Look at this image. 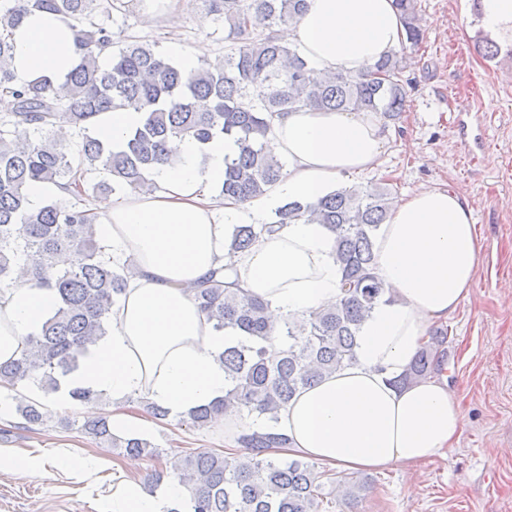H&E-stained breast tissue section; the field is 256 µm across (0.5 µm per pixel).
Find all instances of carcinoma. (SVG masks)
Returning a JSON list of instances; mask_svg holds the SVG:
<instances>
[{
  "label": "carcinoma",
  "mask_w": 512,
  "mask_h": 512,
  "mask_svg": "<svg viewBox=\"0 0 512 512\" xmlns=\"http://www.w3.org/2000/svg\"><path fill=\"white\" fill-rule=\"evenodd\" d=\"M207 13L224 23L232 42L224 61L191 71L158 50V44L132 37L101 62L113 46L107 25L123 0H0V91L13 98V111L0 114V289L16 282L19 265L32 281L54 292L53 314L27 335L20 356L0 365V384L16 388L38 384L55 393L60 381L79 367L88 345L106 334L112 307L126 288L133 267L112 259V246L98 236L101 200L125 191L153 192L150 171L169 161L167 143L189 136L206 143L232 139L238 153L224 160L218 198L247 201L263 196L284 177V163L267 149L273 118L303 107L348 112H378L397 120L405 110V66L413 61L399 49L359 76H321L298 48L279 37L280 27L296 20L309 0H203ZM407 42L422 40L417 0H396ZM45 9L72 20L77 57L59 80L15 82L10 65L11 30L29 8ZM131 108L145 113L126 143L114 147L92 131L103 112ZM27 126V142L16 139ZM104 173L91 182L88 174ZM34 183L67 193L37 209L28 206ZM394 197L384 185L345 187L317 203L284 204L271 222L236 227L233 249L245 251L264 234L299 220L324 224L335 234L336 262L342 272V298L277 327L266 304L211 275L195 289V300L218 331L243 336L224 348L227 388L224 398L192 411L193 427L205 429L224 413L239 418L280 411L302 389L355 360L356 336L368 314L385 301L387 290L371 273L373 234L384 223ZM281 340L278 348L268 345ZM448 332H431L402 381L445 370L442 346ZM26 423L44 422L45 404L20 401ZM80 430L127 455L158 457L162 450L146 438L112 433L105 417L88 419ZM239 450L189 452L178 461L175 477L187 496L171 512H322L329 504L315 464L301 458L271 456L287 438L269 427L230 429Z\"/></svg>",
  "instance_id": "cac0c4a2"
}]
</instances>
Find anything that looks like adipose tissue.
<instances>
[{"instance_id":"adipose-tissue-1","label":"adipose tissue","mask_w":512,"mask_h":512,"mask_svg":"<svg viewBox=\"0 0 512 512\" xmlns=\"http://www.w3.org/2000/svg\"><path fill=\"white\" fill-rule=\"evenodd\" d=\"M75 34L71 20L28 10L12 31L17 83L62 77L76 57ZM405 35L394 0H311L281 32L317 72L353 76L398 51ZM269 146L287 157L289 168L263 198L217 200L233 141L185 137L169 144L175 163L154 168L156 191L100 203L98 230L134 272L106 335L54 394L57 406L71 405L72 388L93 390L112 400L113 432L135 435L142 425L132 399L184 416L222 398L219 356L237 337L214 329L192 289L224 264L279 322L339 302L341 272L326 225L288 224L237 253L234 229L261 223L286 202H317L376 167L383 124L373 112L304 108L274 118ZM373 244L372 274L390 302L364 322L355 363L299 392L276 424L289 439L285 455L333 466L343 482L354 470L432 460L456 444L468 422L446 381L399 382L427 342L429 325L448 319L473 293L482 246L467 198L451 188L422 187L396 202ZM53 307L47 290L24 279L0 292V364L19 356L25 337ZM182 493L174 480L151 493L124 479L113 486L106 512H169Z\"/></svg>"}]
</instances>
